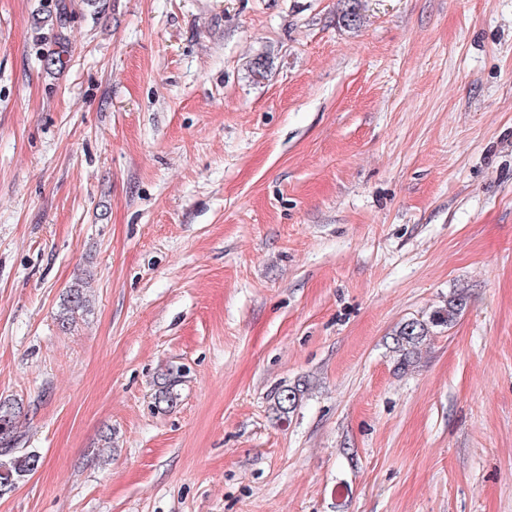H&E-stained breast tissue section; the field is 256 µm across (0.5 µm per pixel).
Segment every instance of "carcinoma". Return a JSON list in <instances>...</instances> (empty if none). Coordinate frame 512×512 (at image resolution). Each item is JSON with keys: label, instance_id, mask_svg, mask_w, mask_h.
Listing matches in <instances>:
<instances>
[{"label": "carcinoma", "instance_id": "cac0c4a2", "mask_svg": "<svg viewBox=\"0 0 512 512\" xmlns=\"http://www.w3.org/2000/svg\"><path fill=\"white\" fill-rule=\"evenodd\" d=\"M76 11L73 0H50L39 25L54 31L58 50L44 58L46 68L61 65L71 54V47L64 37L66 30L75 22ZM85 288L80 285L69 289L60 321L69 323L72 314L87 307ZM468 306V296L459 291L448 298L447 303L433 310L427 318H413L404 321L392 337V353L397 370L406 371L418 358L422 347L430 339L435 327H451ZM180 375L166 370L161 374L155 393V404L161 410L176 406L179 393L176 386ZM303 396L300 385H286L278 388L272 397V410L277 419L288 420L299 406ZM20 408L9 400H0V488L11 491L28 475L36 472L43 464V456L35 449L17 447L16 422Z\"/></svg>", "mask_w": 512, "mask_h": 512}]
</instances>
